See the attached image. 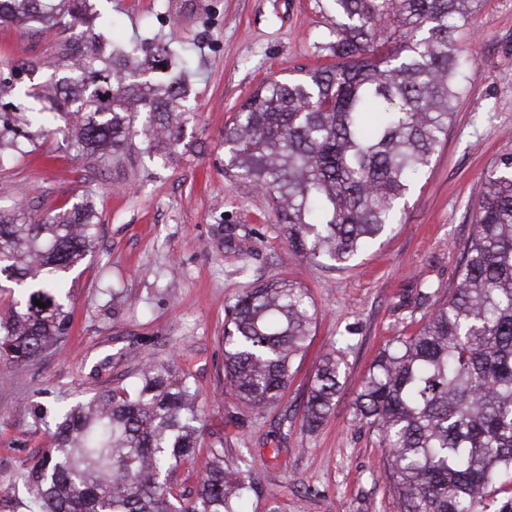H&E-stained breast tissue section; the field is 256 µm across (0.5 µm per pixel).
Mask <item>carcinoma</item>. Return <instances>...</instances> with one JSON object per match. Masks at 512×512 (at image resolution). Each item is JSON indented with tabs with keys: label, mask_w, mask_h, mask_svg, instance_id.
<instances>
[{
	"label": "carcinoma",
	"mask_w": 512,
	"mask_h": 512,
	"mask_svg": "<svg viewBox=\"0 0 512 512\" xmlns=\"http://www.w3.org/2000/svg\"><path fill=\"white\" fill-rule=\"evenodd\" d=\"M101 0H0V24L89 30L28 89L26 65L0 66V167L20 140L58 124L86 155L117 152L141 136L170 156L190 119L181 75L194 59L168 45L116 57L94 34ZM328 50L337 62L303 77H269L224 130L231 166L271 197L288 253L349 267L397 223L401 204L446 139L473 60L482 0H327ZM98 214L82 198L55 214L0 209V278L20 308L0 318V345L31 362L63 339L68 274L95 246ZM46 304L35 305L34 300ZM224 378L253 411L279 403L316 324L305 288L272 279L224 308ZM350 345L316 367L302 428L318 429L340 394ZM385 449L400 512H482L512 488V154L488 172L448 302L412 336L379 352L352 406ZM203 430L197 393L173 363L147 361L132 388L62 408L54 441L27 477L37 512H244L251 472L224 468L211 449L194 497L169 477L193 461Z\"/></svg>",
	"instance_id": "obj_1"
}]
</instances>
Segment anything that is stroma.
<instances>
[{
	"label": "stroma",
	"instance_id": "35a3bbf8",
	"mask_svg": "<svg viewBox=\"0 0 512 512\" xmlns=\"http://www.w3.org/2000/svg\"><path fill=\"white\" fill-rule=\"evenodd\" d=\"M325 0H107L104 43L128 49L146 39L191 46L196 115L176 153L153 159L133 140L116 156L76 150L67 129L22 145L0 168V208L32 214L91 197L100 216L90 261L68 277L70 324L55 349L29 363L0 360V512H27V473L49 448L64 405L133 383L146 359L174 361L198 393L204 428L194 463L172 476L193 495L216 442L224 464L251 453L255 489L245 512H399L382 468L384 450L351 404L385 344L416 332L434 302L448 298L487 171L512 154V0H484L478 39L457 46L474 61L446 141L402 208L399 224L350 268L289 259L273 201L237 178L224 156V128L271 76L292 78L331 64L319 42ZM77 29L0 24V64H33L47 81ZM249 237L240 257L224 227ZM285 277L307 289L317 322L295 362L285 397L261 413L239 404L224 378V305L253 282ZM434 284L422 301V283ZM352 348L336 408L314 432L301 428L307 383L326 346Z\"/></svg>",
	"mask_w": 512,
	"mask_h": 512
}]
</instances>
